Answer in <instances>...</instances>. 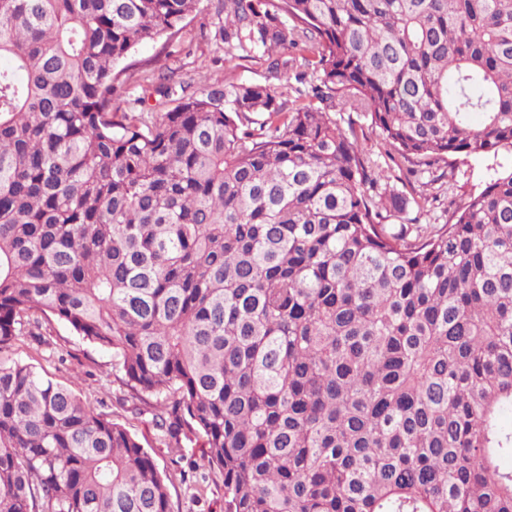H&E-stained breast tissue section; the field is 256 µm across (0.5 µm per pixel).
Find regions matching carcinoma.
Wrapping results in <instances>:
<instances>
[{
	"label": "carcinoma",
	"instance_id": "1",
	"mask_svg": "<svg viewBox=\"0 0 512 512\" xmlns=\"http://www.w3.org/2000/svg\"><path fill=\"white\" fill-rule=\"evenodd\" d=\"M199 2L0 0V352L52 321L112 352L224 512H512V167L387 227L512 152V0H224L225 51L273 81L163 73L167 111L112 109ZM395 169L434 177L410 199ZM0 512L171 506L124 427L0 360ZM350 120L356 123V127L363 125L365 138V140H362L363 146L372 153L373 159L377 160L378 164L385 166L384 158L381 156L382 148L380 138L368 127L369 123L367 120L356 113L350 115ZM511 165L510 152L502 151L498 157H459L456 163V185L449 194L454 204L448 207V184H444L440 202L434 206H428L419 213H413L411 217H417L419 224H445L457 206L463 205L472 194H478L485 183L494 174V169H499L498 164Z\"/></svg>",
	"mask_w": 512,
	"mask_h": 512
}]
</instances>
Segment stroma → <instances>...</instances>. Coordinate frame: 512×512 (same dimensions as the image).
I'll return each mask as SVG.
<instances>
[{
	"instance_id": "35a3bbf8",
	"label": "stroma",
	"mask_w": 512,
	"mask_h": 512,
	"mask_svg": "<svg viewBox=\"0 0 512 512\" xmlns=\"http://www.w3.org/2000/svg\"><path fill=\"white\" fill-rule=\"evenodd\" d=\"M220 0H202L200 10L190 16L183 28L166 41L135 48L128 67L120 77L113 106L132 111L134 99L158 74L172 68L178 78L208 83H251L268 79L264 61L233 58L217 53L218 29L224 24ZM512 163V153L498 157H461L456 163V184L449 199L420 211L421 224L446 223L451 205H463L470 195L479 193L498 165ZM0 357L18 359L45 370L55 381L76 383L80 397L106 412L135 435L168 476L171 512H224V478L208 467L194 434H187L177 448L167 447L159 431L150 423L149 411H138L128 391L118 381L119 371L110 352L86 343L62 325H55L45 344L32 341L15 343L0 352Z\"/></svg>"
}]
</instances>
